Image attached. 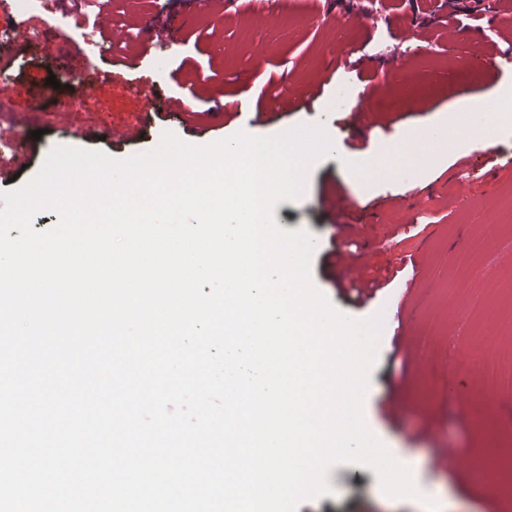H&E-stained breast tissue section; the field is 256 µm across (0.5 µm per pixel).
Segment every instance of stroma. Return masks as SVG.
I'll return each mask as SVG.
<instances>
[{
	"label": "stroma",
	"instance_id": "1",
	"mask_svg": "<svg viewBox=\"0 0 512 512\" xmlns=\"http://www.w3.org/2000/svg\"><path fill=\"white\" fill-rule=\"evenodd\" d=\"M263 0H43L32 17L37 44L14 45L0 78L11 83L0 101V133L10 140L15 181L22 186L60 142L125 159L155 147L163 131L209 145L239 131L232 102L245 98L263 112L251 136L280 135L288 127H324L342 154L320 158L297 202L275 208L277 224L312 233V279L348 315L380 322L376 367L363 404L367 427L416 486L453 497L458 512H512V225L498 204L512 193V169H494L481 149L448 152L426 173L404 182L358 183L349 154H373L426 128L450 103L494 96L512 82V16L492 39L471 37L468 0H279L273 22L254 25ZM109 13L127 38L116 51L83 37ZM175 24L174 42L145 48L147 28ZM263 44L256 63L251 47ZM135 60L128 83L90 95L87 108L64 111L47 91L52 73H79L84 63L108 67ZM157 91L151 103L136 93ZM367 87V125L351 117L350 101ZM194 94L192 113L178 117L169 99ZM136 127L138 138L114 132ZM40 138H32L34 130ZM465 188H458L459 178ZM359 204L353 229L340 233L334 205ZM496 227L486 236L483 225ZM353 243L346 272L379 278L386 286L358 305L333 285L332 254ZM475 259L459 263L462 253ZM489 355L494 379L485 381L478 358ZM332 494L300 504L298 512H417L412 499L384 494L372 469L341 464L328 473Z\"/></svg>",
	"mask_w": 512,
	"mask_h": 512
}]
</instances>
